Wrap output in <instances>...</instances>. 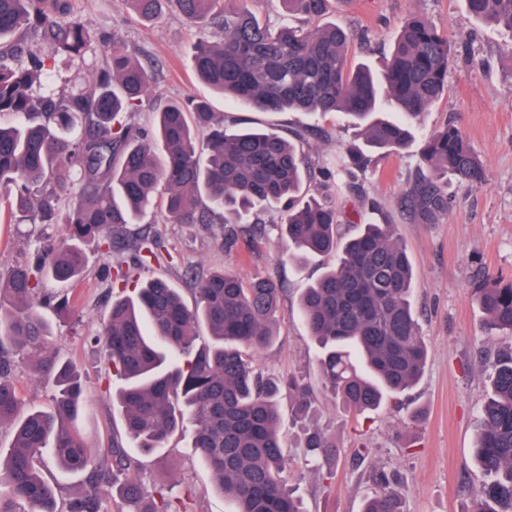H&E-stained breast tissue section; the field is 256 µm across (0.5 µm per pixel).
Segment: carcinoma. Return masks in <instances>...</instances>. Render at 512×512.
<instances>
[{
	"instance_id": "1",
	"label": "carcinoma",
	"mask_w": 512,
	"mask_h": 512,
	"mask_svg": "<svg viewBox=\"0 0 512 512\" xmlns=\"http://www.w3.org/2000/svg\"><path fill=\"white\" fill-rule=\"evenodd\" d=\"M146 20L178 12L190 26L206 25L219 40L201 39L193 54L196 78L224 98L261 112H341L361 129L362 143L343 149L344 170L365 171L371 155L410 147L429 108L445 93L454 63L449 35L424 15L409 17L391 40L382 72L348 62L352 34L336 23L314 29L285 26L273 33L240 0H128ZM288 12L323 17L333 0H282ZM476 21L512 35V0H463ZM92 42L71 0H0V198L35 224H61L57 248L38 247L32 259L0 272V350L36 360L57 387L52 411L22 407L0 355V427L11 442L0 448V512H104L103 496L119 485L128 512H187L188 500L163 493L149 499L136 476L139 463L119 445L93 458L73 423L82 389L75 368L49 349L50 326L41 311L40 282L76 283L85 263L81 243L112 240L139 220L163 188L165 216L174 224L224 220V241L234 224L261 208L282 213L281 239L303 264L336 253V264L304 289L300 314L321 346L320 375L343 408L356 415L407 393L424 371L428 347L412 304L413 267L394 225L362 223L344 238L340 212L324 191L301 193L305 157L273 128L228 130L206 100L174 101L155 116L154 134L115 127L138 106L152 75L126 50L118 31L102 41L109 64L88 75L86 87L40 92L47 62L83 58ZM84 127L75 138L72 131ZM209 130L206 152L196 146ZM427 175L398 207L417 224L448 213V183L473 189L485 180L470 141L453 125L428 137L420 150ZM81 186L74 191L75 186ZM68 197L66 212L58 202ZM283 288L263 276L249 281L224 270L199 284L189 308L160 278L134 295L112 301L102 336L121 380L113 395L123 424L145 454L162 447L184 421L192 445L213 475L227 512H305L288 487V450L280 438L277 397L286 390L295 414L307 415L315 394L303 379L266 378L255 354L276 339L275 316ZM489 329L512 332V283L486 278L475 289ZM206 330L209 339L201 336ZM334 444L319 430L307 434L306 455L329 456ZM487 476L472 492L469 512H512V352L491 365L490 392L478 417L474 450ZM50 457L84 480L58 503L56 487L40 470ZM362 512H404L383 471Z\"/></svg>"
}]
</instances>
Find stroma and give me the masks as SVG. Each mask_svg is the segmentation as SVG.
Listing matches in <instances>:
<instances>
[{
	"label": "stroma",
	"instance_id": "35a3bbf8",
	"mask_svg": "<svg viewBox=\"0 0 512 512\" xmlns=\"http://www.w3.org/2000/svg\"><path fill=\"white\" fill-rule=\"evenodd\" d=\"M72 4L95 40L84 59L58 61L57 73L83 82L105 60L101 36L115 30L132 56L151 71L147 96L136 110L122 114V123L147 130L155 110L167 103L205 97L228 128L272 126L287 137L304 132L301 148L308 162L304 189L311 192L327 185L344 220V232L355 233L357 218L395 225L414 270L413 302L429 347L420 381L401 402L386 401L363 415L348 413L321 383L322 350L298 311L304 288L332 266L333 257L296 265L278 236L280 216L272 207L259 215L265 241L256 249L245 230L234 246L225 247L219 221L171 224L150 214L121 230L124 246L83 242L86 265L72 287L74 308L62 313L45 310L52 327V350L72 362L80 375L84 403L76 428L89 453L96 456L119 444L138 458L139 478L148 494L187 495L192 512H226L224 497L214 490L212 475L191 448L188 432L175 431L151 455L140 453L112 401L119 379L97 340L112 299L123 288H135L138 280L160 275L191 306L198 298L199 280L221 267L246 279L270 276L284 290L279 337L256 354L255 364L271 377L292 373L305 378L316 396L313 421L335 445L331 476L318 479L304 461V427L292 416V397L281 392L278 407L289 455L288 484L308 512H361L372 490L368 474L374 467L394 474L391 489L402 496L405 512H467L470 488L485 478L474 462L473 448L478 411L489 391L491 359L496 352L512 351V334L488 330L474 297L485 277L512 281V37L473 20L462 0H352L330 11L327 21L342 25L353 36L348 57L354 63L382 69L394 32L414 13L427 16L447 32L457 49L448 90L426 115L416 144L397 154L374 157L367 171L351 176L336 167L337 151L360 140L359 129L345 116L253 111L225 101L197 80L193 47L211 35V28L188 26L174 12L160 22H145L127 0H72ZM450 124L479 154L485 182L473 190L449 186L452 205L439 223H412L397 202L424 170L419 144ZM140 240L160 244V262L139 263L133 244ZM46 241L62 244L58 225L27 219L0 223V270L24 260ZM117 266L129 278L126 286L113 282ZM11 376L25 406L51 408L53 382L34 363L15 358Z\"/></svg>",
	"mask_w": 512,
	"mask_h": 512
}]
</instances>
